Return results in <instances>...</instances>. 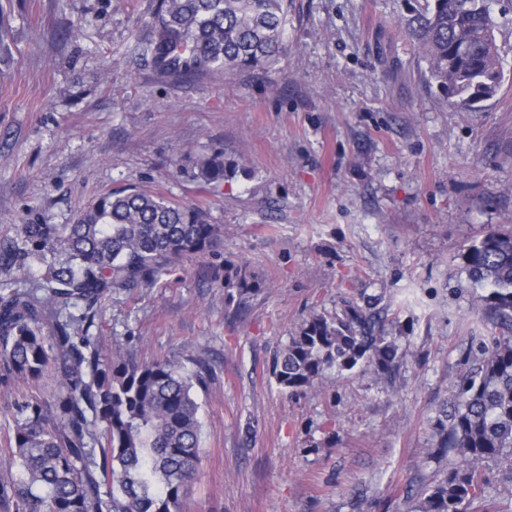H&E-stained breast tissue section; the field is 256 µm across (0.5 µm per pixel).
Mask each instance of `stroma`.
I'll use <instances>...</instances> for the list:
<instances>
[{"instance_id":"35a3bbf8","label":"stroma","mask_w":512,"mask_h":512,"mask_svg":"<svg viewBox=\"0 0 512 512\" xmlns=\"http://www.w3.org/2000/svg\"><path fill=\"white\" fill-rule=\"evenodd\" d=\"M158 3L0 0V248L43 224L33 272L69 266L64 225L128 186L202 208L222 246L108 292L89 330L106 352L210 366L186 512H414L448 467L434 421L498 333L463 253L512 225V0L493 6L505 79L470 112L428 84L405 0H290L272 72L187 79L132 52ZM216 150L236 171L202 186L193 163ZM350 304L396 368L362 360L285 391L273 366L291 336Z\"/></svg>"}]
</instances>
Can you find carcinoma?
I'll list each match as a JSON object with an SVG mask.
<instances>
[{"instance_id":"obj_1","label":"carcinoma","mask_w":512,"mask_h":512,"mask_svg":"<svg viewBox=\"0 0 512 512\" xmlns=\"http://www.w3.org/2000/svg\"><path fill=\"white\" fill-rule=\"evenodd\" d=\"M404 30L428 64V80L471 110L480 92L498 93L503 60L495 38V0H415ZM288 0H160L134 51L165 76L264 71L285 50ZM194 179L224 181L235 165L214 151L195 162ZM37 244L40 224L23 225ZM75 266L50 267L32 289L0 296V388L22 382L50 395L16 403L0 473V512H184L202 460L199 404L192 373L170 359L103 353L88 334L110 290L156 280L176 262L218 248L220 229L204 210L129 187L107 192L64 228ZM468 278L490 285L494 317L507 329L478 350L435 422V447L457 458L448 475L425 486L420 512H498L484 497L483 467L512 472V229L493 232L464 252ZM84 307L77 319L71 309ZM366 359L390 369L396 345L373 316L349 305L334 318L311 316L277 358L274 375L295 393L334 366ZM108 490H102L103 486Z\"/></svg>"}]
</instances>
